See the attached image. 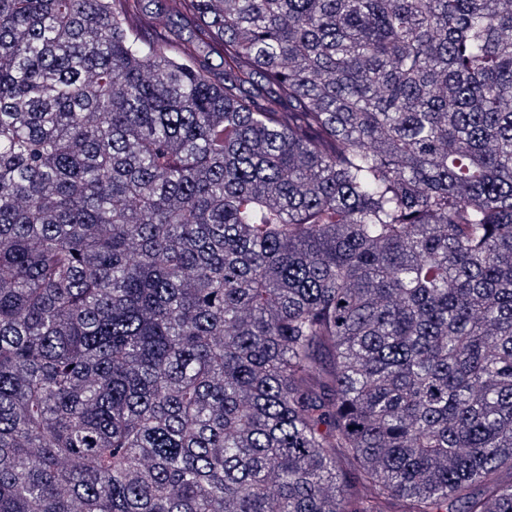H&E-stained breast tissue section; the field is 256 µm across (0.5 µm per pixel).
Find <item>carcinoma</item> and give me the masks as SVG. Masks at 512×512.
Returning a JSON list of instances; mask_svg holds the SVG:
<instances>
[{"label": "carcinoma", "instance_id": "cac0c4a2", "mask_svg": "<svg viewBox=\"0 0 512 512\" xmlns=\"http://www.w3.org/2000/svg\"><path fill=\"white\" fill-rule=\"evenodd\" d=\"M502 467L512 0H0V512H512Z\"/></svg>", "mask_w": 512, "mask_h": 512}]
</instances>
